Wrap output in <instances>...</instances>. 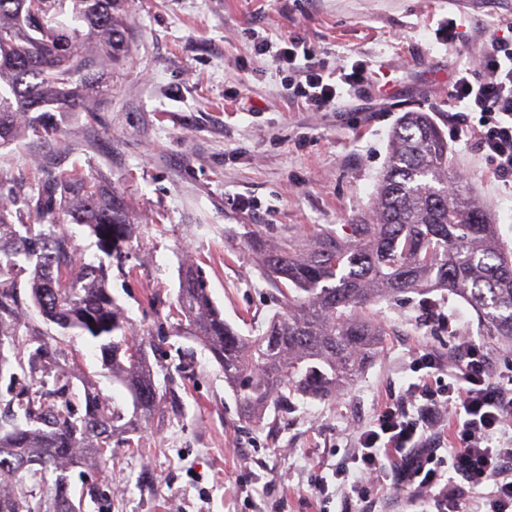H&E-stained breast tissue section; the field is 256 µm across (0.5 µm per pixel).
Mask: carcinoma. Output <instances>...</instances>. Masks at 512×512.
<instances>
[{
	"label": "carcinoma",
	"mask_w": 512,
	"mask_h": 512,
	"mask_svg": "<svg viewBox=\"0 0 512 512\" xmlns=\"http://www.w3.org/2000/svg\"><path fill=\"white\" fill-rule=\"evenodd\" d=\"M115 2L0 0V147L28 130L54 131L57 112L96 111L103 75L126 52ZM391 140L375 210L354 225L352 239L324 235L303 255L263 253L265 273L286 285L260 335L243 336L224 321L201 270L182 271L176 302L185 333L210 352L246 417L336 396L384 335L368 312L376 298L445 288L468 299L487 335L512 339V257L465 186L448 190V140L425 112L406 113ZM60 197L70 223L97 239L98 263L74 269L71 237L52 223L9 220L19 203L45 218ZM132 234L124 197L103 177L53 176L0 206V378L9 377L0 512H84L95 490L76 494L69 472L107 462L114 440L132 447L163 407L146 345L131 336L108 287L110 260H120ZM32 307L43 324L27 320ZM80 336L128 391L131 415L88 377L77 391L68 343Z\"/></svg>",
	"instance_id": "obj_1"
}]
</instances>
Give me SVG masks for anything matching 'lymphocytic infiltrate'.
<instances>
[{"mask_svg": "<svg viewBox=\"0 0 512 512\" xmlns=\"http://www.w3.org/2000/svg\"><path fill=\"white\" fill-rule=\"evenodd\" d=\"M262 50L279 68L292 72L294 97L314 110L335 109L343 87L364 81L361 65H319L314 48L299 36L279 47L265 43ZM483 63V75L468 68L455 73L454 97L467 111L479 113V147L497 177L512 182V36L492 35ZM455 354L450 365L432 352L421 356L422 368L446 373L448 382L410 384L417 412L387 405L372 427L361 431L347 503H365L367 481L374 477L396 489L415 487L434 512H460L461 499L478 488L486 491L483 512H512V436L503 431L512 419V375L493 380L489 355L468 338H459ZM446 409L456 413L455 443L442 456L430 444V431ZM390 453L398 455V469H387L383 458Z\"/></svg>", "mask_w": 512, "mask_h": 512, "instance_id": "lymphocytic-infiltrate-1", "label": "lymphocytic infiltrate"}]
</instances>
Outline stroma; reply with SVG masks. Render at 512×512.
I'll return each mask as SVG.
<instances>
[{"label": "stroma", "instance_id": "obj_1", "mask_svg": "<svg viewBox=\"0 0 512 512\" xmlns=\"http://www.w3.org/2000/svg\"><path fill=\"white\" fill-rule=\"evenodd\" d=\"M127 59L113 67L94 114L57 113L56 134L0 148V200L38 191L48 175L105 177L137 226L109 286L133 336L150 342L159 387H174L138 446L118 445L105 469L71 471L95 486L85 512H341L335 472L349 467L361 429L407 391L423 351L451 359L467 336L512 375V344L486 335L475 311L441 289L376 300L385 336L335 398L246 418L224 374L175 310L182 267L203 271L226 322L261 334L277 310L256 241L311 245L365 223L407 112L429 113L453 171L512 248V187L476 146L477 115L453 103V73L481 71L483 48L512 21V0H119ZM457 39H449V24ZM301 34L324 62L366 70L362 90L333 112L288 94L284 72L258 54ZM77 372L130 408L127 391L76 339Z\"/></svg>", "mask_w": 512, "mask_h": 512}]
</instances>
